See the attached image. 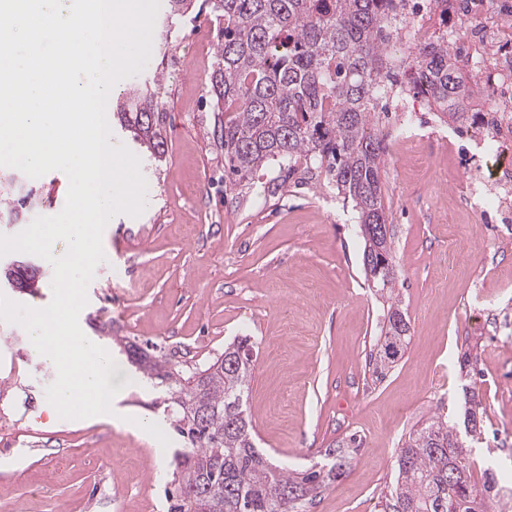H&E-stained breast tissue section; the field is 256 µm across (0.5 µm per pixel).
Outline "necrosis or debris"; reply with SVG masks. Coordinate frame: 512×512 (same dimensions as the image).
I'll return each mask as SVG.
<instances>
[{
  "label": "necrosis or debris",
  "instance_id": "necrosis-or-debris-1",
  "mask_svg": "<svg viewBox=\"0 0 512 512\" xmlns=\"http://www.w3.org/2000/svg\"><path fill=\"white\" fill-rule=\"evenodd\" d=\"M395 22L416 43L447 41L453 58L465 64L470 85L480 91L465 135L476 147L466 205L511 224L512 165L488 174L483 162L512 144V0H406Z\"/></svg>",
  "mask_w": 512,
  "mask_h": 512
}]
</instances>
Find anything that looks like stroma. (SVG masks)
<instances>
[{
    "instance_id": "stroma-1",
    "label": "stroma",
    "mask_w": 512,
    "mask_h": 512,
    "mask_svg": "<svg viewBox=\"0 0 512 512\" xmlns=\"http://www.w3.org/2000/svg\"><path fill=\"white\" fill-rule=\"evenodd\" d=\"M196 18L160 8L145 70L119 90L164 73L162 160L142 162L148 206L115 216L102 234L106 257L79 314L83 333L107 350L127 380L112 401L127 425L61 418L45 390L57 376L20 326L0 320V502L20 512H168L173 452L181 439L156 386L112 339L156 344L184 367L218 357L249 336L258 344L247 407L256 444L298 468L349 435L363 444L344 478L306 512H381L402 438L430 417L463 412L464 352L483 414L474 479L512 460V336L496 319L512 313V240L465 207L459 157L429 139L399 146L389 113L382 173L395 228L396 288L411 323L402 356L376 378L370 360L383 309L365 279L363 242L349 206L313 182L284 179L278 166L241 181L224 172L210 93L224 20L208 0ZM23 223L63 209L69 180L33 179ZM154 421L152 433L138 428Z\"/></svg>"
}]
</instances>
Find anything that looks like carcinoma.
I'll return each mask as SVG.
<instances>
[{
  "label": "carcinoma",
  "mask_w": 512,
  "mask_h": 512,
  "mask_svg": "<svg viewBox=\"0 0 512 512\" xmlns=\"http://www.w3.org/2000/svg\"><path fill=\"white\" fill-rule=\"evenodd\" d=\"M224 18L218 68L211 79L224 107V164L242 179L275 163L286 178L325 177L351 204L363 240V269L387 294L376 373L392 366L410 339V319L394 294L393 225L384 206L381 169L386 152L379 134L377 102L400 84L406 69L422 74L420 92L446 125L470 120L472 93L458 92L463 75L448 43L388 51L398 39L388 24L395 0H213ZM163 78L128 90L130 112L113 113V124L132 134L156 160L164 155L160 126ZM0 182V215L18 220L30 203ZM142 373L165 387L164 412L183 438L175 449L176 496L169 512H304L350 465L356 435L326 450L329 462L300 469L273 464L257 448L243 408L254 370L256 342L243 336L203 367L184 369L165 355L125 336ZM476 387H468L464 423L480 430ZM396 481L384 495L383 512H506L498 472L484 471L477 484L455 423L432 417L409 433L395 458Z\"/></svg>",
  "instance_id": "1"
}]
</instances>
